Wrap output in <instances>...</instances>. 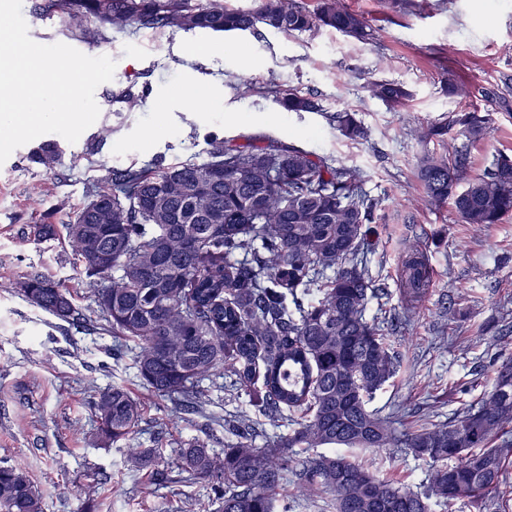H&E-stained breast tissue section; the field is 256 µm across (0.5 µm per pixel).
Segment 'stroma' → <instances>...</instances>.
Here are the masks:
<instances>
[{
    "instance_id": "stroma-1",
    "label": "stroma",
    "mask_w": 512,
    "mask_h": 512,
    "mask_svg": "<svg viewBox=\"0 0 512 512\" xmlns=\"http://www.w3.org/2000/svg\"><path fill=\"white\" fill-rule=\"evenodd\" d=\"M363 14L372 35L358 41L339 33L261 35L142 29L113 34L93 45L65 30L58 18L24 13L37 43L67 44L90 57L109 56L113 80L95 91L96 122L73 143L62 142L63 176L31 160L25 144L0 165V466L22 463L44 512H84L93 491L99 512H160L162 492L147 472L130 471L121 444L103 447L91 432L94 388L126 385L145 403L144 424L167 425V461L178 442L209 440L224 447L216 418L235 410L236 395L221 392L193 423L172 424L166 403L143 387L131 357L114 356L115 339L100 330L80 332L31 305L12 289L22 274L39 272L61 282L87 306L84 274L63 239L35 243L31 225L65 202L74 213L86 189L108 167H142L155 157L182 163L205 157L213 138L275 139L335 158L360 172L365 190L381 208L368 256L371 273L386 288L389 306L400 304L399 265L405 248L425 254L433 277L427 296L409 314L392 344L414 337L396 375L370 407L395 424L443 423L489 391L496 354L491 330L512 321V216L502 223H463L452 204L432 206L417 178L424 151L451 152L464 143L456 131L425 142L422 131L464 108L492 112L487 140L468 148L470 177L482 175L497 153L512 155V0H341ZM465 86L448 96L447 79ZM392 80L410 92L407 104L390 108L368 85ZM143 89L134 106L109 101L112 89ZM316 94L322 112L281 111L270 85ZM355 110L369 130L350 141L325 115ZM44 189L34 203L30 188ZM457 313H449V304ZM373 469L401 471L422 486L426 463L404 449L373 454Z\"/></svg>"
}]
</instances>
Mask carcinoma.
I'll use <instances>...</instances> for the list:
<instances>
[{"label":"carcinoma","mask_w":512,"mask_h":512,"mask_svg":"<svg viewBox=\"0 0 512 512\" xmlns=\"http://www.w3.org/2000/svg\"><path fill=\"white\" fill-rule=\"evenodd\" d=\"M32 14L58 16L64 27L92 41L134 27L172 31L293 34L332 30L368 36V23L340 0H316L309 10L293 0H253L246 8L223 0H35ZM373 95L395 108L409 97L395 82H374ZM286 112H320L317 98L276 89ZM129 85L112 101L137 103ZM329 124L355 142L368 132L347 109ZM469 143L486 139L491 117L477 109L452 113L425 138L448 129ZM63 151L43 143L33 162L59 175ZM466 147L427 153L417 163L430 204L451 202L466 224H498L512 214V156L497 155L482 176L468 178ZM379 199L360 174L295 145L215 141L200 162L109 167L88 201L65 224L68 244L82 263L89 304L75 306L62 283L28 273L13 283L35 307L77 328L102 327L118 348L133 342V368L142 385L167 402L169 417L191 422L206 412L214 389L243 390L270 425L258 431L246 410L224 415L236 441L219 456L194 438L178 447L175 465L188 480L218 489L213 512H278V490L293 477L297 499L325 503L330 512H434L466 501L480 512L512 497V357L475 403L446 423L400 431L368 408L395 375L399 354L384 329L401 318L366 316L380 301L366 255ZM33 225L37 242L55 239L51 218ZM427 267L415 248L403 262L409 311L426 293ZM97 439L125 445L128 462L170 487L169 463L158 444L135 440L142 409L131 391L114 384L92 401ZM305 451L299 456L294 449ZM405 448L428 464L424 489L379 476L354 458L359 451ZM0 512H43L24 467H0Z\"/></svg>","instance_id":"cac0c4a2"}]
</instances>
